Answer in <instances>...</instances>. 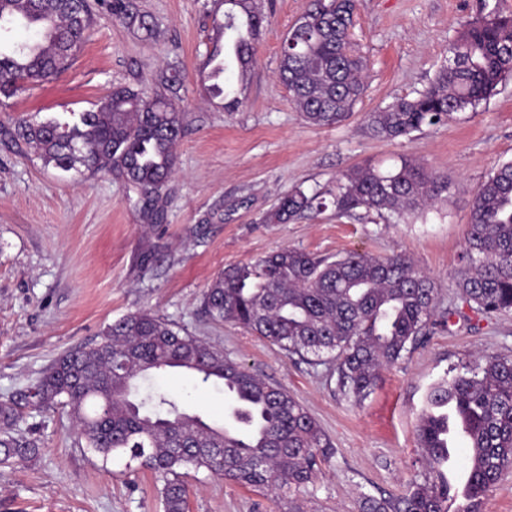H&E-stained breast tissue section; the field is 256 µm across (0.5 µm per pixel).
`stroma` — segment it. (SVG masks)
I'll return each instance as SVG.
<instances>
[{
    "mask_svg": "<svg viewBox=\"0 0 512 512\" xmlns=\"http://www.w3.org/2000/svg\"><path fill=\"white\" fill-rule=\"evenodd\" d=\"M158 24L153 37L96 7L89 35L56 79L0 98V122L19 117L72 119L113 87L159 91L175 65L185 81L172 98L184 115L173 174L145 222L121 180L76 176L26 147L0 141V402L36 382L64 352L94 343L119 318L155 312L285 387L331 444L314 481L298 497L310 512H361L366 497H385L423 482L416 426L429 386L497 356H512V313L485 314L462 298L457 281L470 210L498 163L512 160V79L476 110L393 140L372 137L368 113L415 97L448 62L462 24L512 0H358L350 28L367 60L366 95L332 127L305 123L278 77L288 30L312 0H262L268 23L247 81L224 80L243 104L225 111L209 96L199 66L211 49L214 0H138ZM411 159L447 175V200L412 223L334 207L285 224L263 223L294 189L330 194L356 166L386 170ZM320 256L401 254L435 283L430 334L385 367L363 401L343 395L335 364L314 365L203 311V294L225 268L283 247ZM154 389L216 422L230 401L212 385L170 371ZM20 430L42 446L29 466L0 464V512H163L160 481L138 461L101 458L82 448L62 410L24 409ZM187 512H286L273 494L237 486L208 471L187 470Z\"/></svg>",
    "mask_w": 512,
    "mask_h": 512,
    "instance_id": "obj_1",
    "label": "stroma"
}]
</instances>
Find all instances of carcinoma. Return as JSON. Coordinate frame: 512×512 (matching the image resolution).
Instances as JSON below:
<instances>
[{
    "label": "carcinoma",
    "instance_id": "obj_1",
    "mask_svg": "<svg viewBox=\"0 0 512 512\" xmlns=\"http://www.w3.org/2000/svg\"><path fill=\"white\" fill-rule=\"evenodd\" d=\"M214 45L202 63L207 87L240 105L213 76L230 48L240 79L249 76L264 16L261 0H217ZM354 0H315L288 31L279 75L290 102L318 127L340 124L363 97L365 61L350 47ZM112 16L130 29L154 35L157 22L138 0H110ZM93 22L90 0H0V96L47 82L72 64ZM35 38L19 42L18 27ZM441 67L412 99L400 98L368 114L379 139L407 136L476 108L512 76V14L495 8L468 22L448 45ZM184 132L183 113L164 94L116 87L78 119H20L0 126V137L22 142L46 166L79 175L110 172L138 193L145 219L153 220L175 166L174 146ZM448 176L413 161L381 172L357 167L336 179V213L357 209L415 217L429 203L448 199ZM326 207L318 193L297 188L268 212L267 224H286ZM458 280L462 297L485 313L512 310V160L499 163L477 191ZM435 286L404 255L319 257L282 248L252 264L219 274L204 292L206 315L231 322L288 354L334 361L340 392L355 400L373 390L380 369L399 360L426 335ZM175 370L221 385L234 401L233 426L188 413L166 394H139V381ZM62 407L76 422L85 448L108 461L129 456L162 481L164 512H187L182 470L205 469L252 489L298 493L313 481L318 456L330 443L308 410L283 387L247 370L224 351L151 312L129 314L108 325L91 346L57 357L17 397L0 403V463L29 465L38 442L18 434L17 407ZM461 432L466 450L465 504L455 512H481L484 496L512 468V356L445 376L430 385L417 425L427 474L402 496L364 499L362 512H450L456 492L448 474L453 447L448 429Z\"/></svg>",
    "mask_w": 512,
    "mask_h": 512
}]
</instances>
